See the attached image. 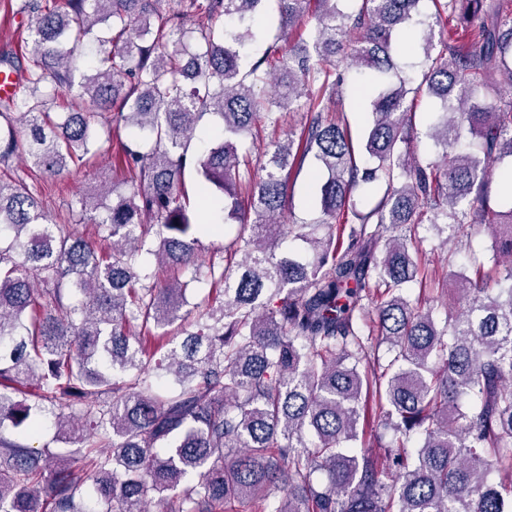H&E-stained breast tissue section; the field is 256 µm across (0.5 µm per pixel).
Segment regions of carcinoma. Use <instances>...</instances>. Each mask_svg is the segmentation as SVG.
I'll return each instance as SVG.
<instances>
[{
    "label": "carcinoma",
    "mask_w": 512,
    "mask_h": 512,
    "mask_svg": "<svg viewBox=\"0 0 512 512\" xmlns=\"http://www.w3.org/2000/svg\"><path fill=\"white\" fill-rule=\"evenodd\" d=\"M264 2L21 5L31 46L25 65L0 57L17 76L0 97V164L57 177L94 164L99 129L126 136L102 211L70 204L106 251L52 222L24 179L0 178V512H512V205L489 206L512 112L483 93L498 71L512 81V0H431V18L421 0H318L288 47L311 0H274L273 41L244 68ZM450 18L465 51L434 44ZM402 47L420 56L416 85ZM342 61L369 70L366 167L336 109ZM302 100L303 131L280 129ZM267 126L279 134L257 166L241 145ZM422 136L434 157L415 152ZM310 156L321 219L283 224L288 179ZM188 172L209 214L238 221L207 255L209 218L181 200ZM373 182L384 192L360 213L354 194ZM478 227L494 267L467 252L459 309L440 325L408 290L438 291L448 274H429L415 241L437 231L453 267ZM289 237L304 253L282 248ZM192 284L206 301H189ZM153 329L161 356L141 336ZM75 419L81 448L31 444L47 421L71 436Z\"/></svg>",
    "instance_id": "carcinoma-1"
}]
</instances>
